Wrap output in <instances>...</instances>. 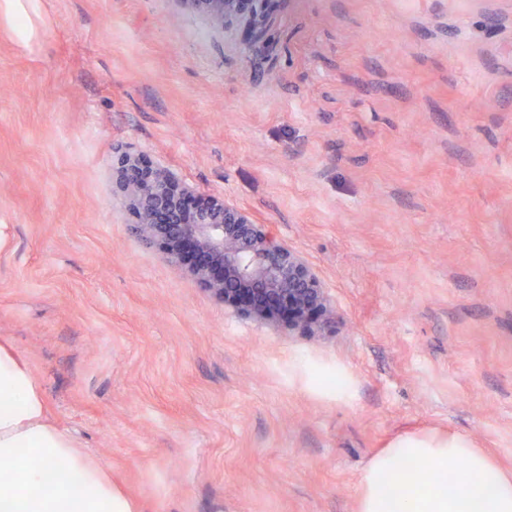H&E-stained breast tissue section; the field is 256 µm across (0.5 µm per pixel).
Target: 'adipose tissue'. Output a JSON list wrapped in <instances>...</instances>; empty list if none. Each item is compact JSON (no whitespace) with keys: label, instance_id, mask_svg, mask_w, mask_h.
Here are the masks:
<instances>
[{"label":"adipose tissue","instance_id":"obj_1","mask_svg":"<svg viewBox=\"0 0 512 512\" xmlns=\"http://www.w3.org/2000/svg\"><path fill=\"white\" fill-rule=\"evenodd\" d=\"M463 462L464 475L449 469ZM0 512H135L112 473L50 419L27 364L0 345ZM65 468L68 480L49 483ZM359 512H512V475L464 436H406L374 456L361 479Z\"/></svg>","mask_w":512,"mask_h":512}]
</instances>
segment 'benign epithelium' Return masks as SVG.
I'll use <instances>...</instances> for the list:
<instances>
[{
    "label": "benign epithelium",
    "instance_id": "7a95c632",
    "mask_svg": "<svg viewBox=\"0 0 512 512\" xmlns=\"http://www.w3.org/2000/svg\"><path fill=\"white\" fill-rule=\"evenodd\" d=\"M223 25L250 7L244 50L269 43L267 31L274 0H185ZM135 217L134 229L146 244L180 262L166 249L158 234L175 243L189 244L205 253L209 264L191 270L198 284L224 305L258 321L278 323L279 315L262 304L267 296L288 297V331L326 336L336 331V316L329 309L320 280L296 252L275 240L263 224L253 223L242 209L217 198L199 199L200 207L186 211L183 200L194 192L165 168L152 167L124 154L117 160L115 181Z\"/></svg>",
    "mask_w": 512,
    "mask_h": 512
}]
</instances>
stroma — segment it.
<instances>
[{
  "instance_id": "35a3bbf8",
  "label": "stroma",
  "mask_w": 512,
  "mask_h": 512,
  "mask_svg": "<svg viewBox=\"0 0 512 512\" xmlns=\"http://www.w3.org/2000/svg\"><path fill=\"white\" fill-rule=\"evenodd\" d=\"M243 25L0 0V344L136 512H358L408 435L512 473V0H279L250 55ZM123 153L266 225L335 334L235 313L147 247Z\"/></svg>"
}]
</instances>
